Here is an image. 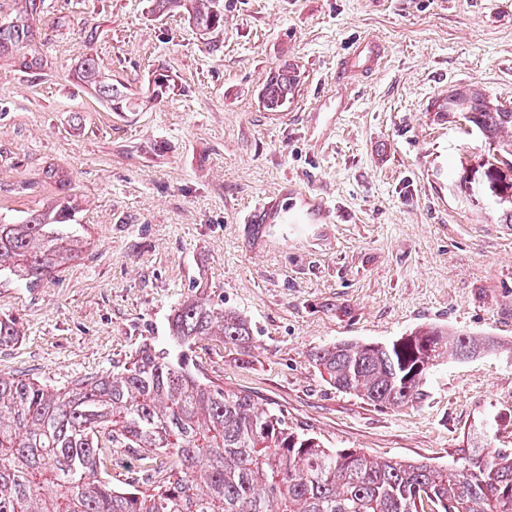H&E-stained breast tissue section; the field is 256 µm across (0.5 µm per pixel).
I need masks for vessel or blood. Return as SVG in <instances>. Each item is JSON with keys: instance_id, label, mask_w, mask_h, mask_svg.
Wrapping results in <instances>:
<instances>
[{"instance_id": "vessel-or-blood-1", "label": "vessel or blood", "mask_w": 512, "mask_h": 512, "mask_svg": "<svg viewBox=\"0 0 512 512\" xmlns=\"http://www.w3.org/2000/svg\"><path fill=\"white\" fill-rule=\"evenodd\" d=\"M381 60V47L375 41L363 43L359 50L345 59L344 70L367 72L376 69ZM336 220V209L321 194L284 182L277 196L268 198L246 211L245 224H317Z\"/></svg>"}]
</instances>
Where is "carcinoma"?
Instances as JSON below:
<instances>
[{
    "label": "carcinoma",
    "instance_id": "obj_1",
    "mask_svg": "<svg viewBox=\"0 0 512 512\" xmlns=\"http://www.w3.org/2000/svg\"><path fill=\"white\" fill-rule=\"evenodd\" d=\"M0 17V58L20 70L43 66L30 45L44 0H13ZM152 11L186 18L208 34L224 30V0H151ZM74 77L111 112H138L164 98L172 83L140 93L107 75L92 55ZM298 76L285 64L267 76L263 106L278 112L294 97ZM463 119L489 149L512 162V107L474 87L435 103ZM70 195L20 224L0 222V284L34 288L78 259L84 241ZM0 316V346L20 338ZM247 320L191 294L174 309L169 344L148 340L117 373L91 375L65 389L0 374V512H512V452L471 449L453 472L423 463L378 459L324 446L288 426L245 393L199 374L191 353L203 342L244 347ZM505 348L493 336L422 325L385 343L338 342L311 360L337 390L380 406L422 400L430 371ZM133 451L143 489L120 490L106 461Z\"/></svg>",
    "mask_w": 512,
    "mask_h": 512
}]
</instances>
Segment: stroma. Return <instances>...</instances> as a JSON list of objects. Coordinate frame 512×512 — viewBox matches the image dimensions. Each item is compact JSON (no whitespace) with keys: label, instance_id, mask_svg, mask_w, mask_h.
I'll use <instances>...</instances> for the list:
<instances>
[{"label":"stroma","instance_id":"1","mask_svg":"<svg viewBox=\"0 0 512 512\" xmlns=\"http://www.w3.org/2000/svg\"><path fill=\"white\" fill-rule=\"evenodd\" d=\"M367 39L385 60L348 79L338 64ZM34 48L42 70L0 60V217L70 192L89 248L38 287L0 288L22 330L0 373L64 388L115 369L145 338L168 343L197 292L252 329L246 348L197 349L203 374L327 447L448 469L488 434L512 451V353L445 357L409 407L339 392L310 360L427 324L512 342V222L480 136L434 110L468 85L512 103V0H224L223 33L204 38L149 0H45ZM87 53L142 90L166 69L175 88L118 118L71 76ZM286 61L300 83L267 111L260 89ZM287 179L342 223L254 238L241 216Z\"/></svg>","mask_w":512,"mask_h":512}]
</instances>
